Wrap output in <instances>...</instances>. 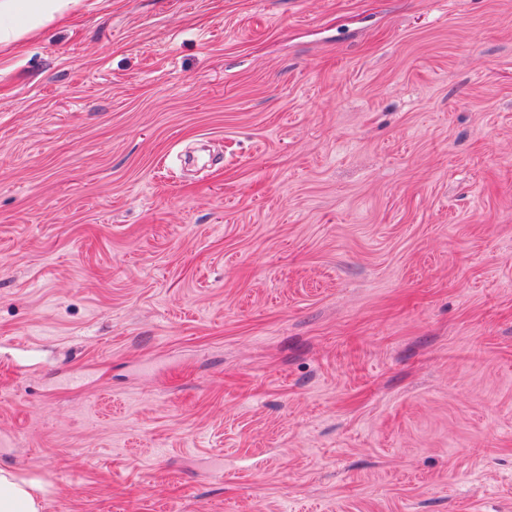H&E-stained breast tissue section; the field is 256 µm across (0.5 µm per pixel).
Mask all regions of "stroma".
I'll use <instances>...</instances> for the list:
<instances>
[{
  "instance_id": "35a3bbf8",
  "label": "stroma",
  "mask_w": 512,
  "mask_h": 512,
  "mask_svg": "<svg viewBox=\"0 0 512 512\" xmlns=\"http://www.w3.org/2000/svg\"><path fill=\"white\" fill-rule=\"evenodd\" d=\"M9 56L44 512H512V0H81Z\"/></svg>"
}]
</instances>
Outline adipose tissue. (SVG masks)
<instances>
[{
    "instance_id": "obj_1",
    "label": "adipose tissue",
    "mask_w": 512,
    "mask_h": 512,
    "mask_svg": "<svg viewBox=\"0 0 512 512\" xmlns=\"http://www.w3.org/2000/svg\"><path fill=\"white\" fill-rule=\"evenodd\" d=\"M77 0H0V47L64 17ZM47 490L31 476L0 469V512H44Z\"/></svg>"
}]
</instances>
